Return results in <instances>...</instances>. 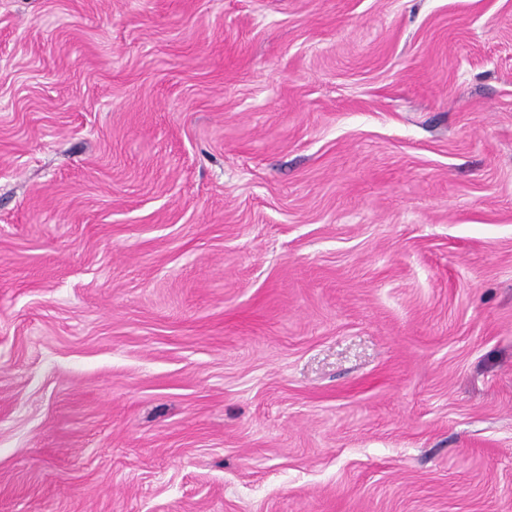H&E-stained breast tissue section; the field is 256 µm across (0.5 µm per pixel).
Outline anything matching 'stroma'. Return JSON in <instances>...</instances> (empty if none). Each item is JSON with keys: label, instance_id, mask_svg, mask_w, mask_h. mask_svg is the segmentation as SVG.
Masks as SVG:
<instances>
[{"label": "stroma", "instance_id": "35a3bbf8", "mask_svg": "<svg viewBox=\"0 0 512 512\" xmlns=\"http://www.w3.org/2000/svg\"><path fill=\"white\" fill-rule=\"evenodd\" d=\"M0 512H512V0H0Z\"/></svg>", "mask_w": 512, "mask_h": 512}]
</instances>
